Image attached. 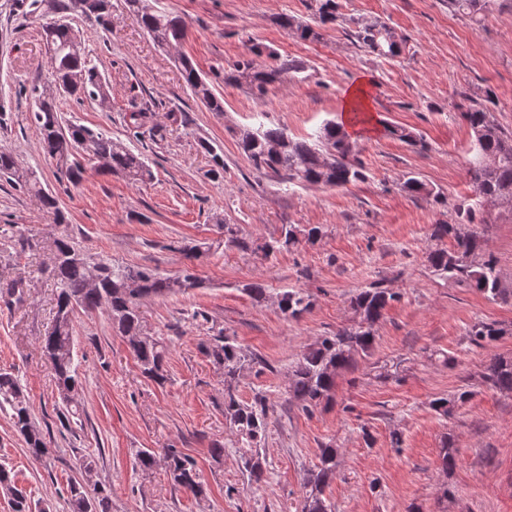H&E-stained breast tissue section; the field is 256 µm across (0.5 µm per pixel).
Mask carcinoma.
<instances>
[{
	"label": "carcinoma",
	"instance_id": "1",
	"mask_svg": "<svg viewBox=\"0 0 512 512\" xmlns=\"http://www.w3.org/2000/svg\"><path fill=\"white\" fill-rule=\"evenodd\" d=\"M494 0H448L453 10L480 22L491 10ZM110 0H20L25 13L37 14L48 8L64 18L80 15L87 21L105 27L110 23ZM126 7L136 22L162 48L177 46L187 38L186 21L173 12L159 10L154 0H125ZM306 8L310 20L281 14L274 22L280 28L304 42H319L323 31L340 18L339 0H309ZM353 36L364 50L378 57H395L402 51V41L381 21H355ZM42 39L53 46L50 66L56 81L69 85L64 93L78 101H92V96H110V90L97 64L85 53L78 31L61 26L57 19L42 25ZM251 56L242 58L224 71V82L247 86L259 100H265L270 87L284 81L285 75L303 72V66L293 61H279L275 52L253 44ZM268 53L272 63L259 68L253 56ZM182 77L192 95L213 112L224 111V99L217 96L210 83L201 76L192 60L182 55L176 60ZM40 98L31 109V120L40 136L43 153L55 161L60 182L73 186L84 179V162L104 161L100 169L124 177L134 185L153 179V171L141 153H136L123 142L112 139L108 133L83 124L62 126L56 97H47L32 87L31 98ZM472 134L469 175L478 205L460 204L452 224H434L429 234L426 261L432 273L453 279L473 288L492 301L504 300L512 292L501 287L500 272L495 256L487 248L484 233L470 229L483 224V203L494 199L512 204V131L505 129L488 108L474 102L461 112ZM127 129L138 136L147 133L153 141L165 138L167 127L186 124L185 113H166L167 123L157 121L156 112L149 107L127 112L123 116ZM388 134L410 146H423L412 131L389 124ZM240 152L251 167L266 175L283 179L293 185H325L345 188L363 182L366 169L356 157V143L349 138L343 126L326 122L316 138L296 140L280 127L241 128L233 131ZM200 147L211 156L208 175L224 178V159L212 146L200 142ZM0 175L7 177L20 190L34 194L54 226L68 223L58 198L43 190L30 168L20 167L11 152L0 149ZM401 190L411 197L438 198V193L414 176L401 183ZM224 234V245L243 252L260 254L266 258L290 252L303 243L313 244L324 235L323 226L309 224L281 225L278 236L270 240H253L241 235L236 224L216 219ZM453 240L448 247L446 240ZM17 252L27 253L40 248L37 234L24 228L15 235ZM57 288L56 311L50 328L40 337V349L54 371L64 410L60 422L79 417L76 397L81 390L74 366V314L76 310L92 311L104 308L112 321V332L123 338L133 354L144 377L158 384L166 381L165 360L168 345L165 339L151 333L144 321L142 301L148 298L184 294L192 288L203 287L190 268L175 275H163L155 269L131 265L110 258H94L85 253L70 234L62 231L54 239V249L47 267ZM26 281L16 277L0 282V302L11 309L26 301ZM398 292L375 284L357 290L349 300L356 316L353 323L344 325L329 336H322L308 345L288 370V400L304 413H311L321 404L333 400L337 376L351 369L359 359L372 355L376 341V326L387 307L398 300ZM280 313L286 319L298 320L314 305L311 294L301 288H287L275 295ZM503 328L496 321H480L467 332L469 342L485 348L497 341ZM203 353L224 374V420L233 436L232 447L239 450L240 459L250 480L259 482L263 476L260 449L267 433V396L255 392L249 402L239 398L240 377L254 365L265 366L258 355L238 345L236 338L219 330L202 343ZM481 382L490 389L512 393V357L495 355L481 374ZM473 391L465 386L448 396L434 398L430 408L439 417L446 418L467 404ZM0 410L9 415L11 426L22 439L32 458L41 462L47 454L46 437L35 422L20 381L12 373L0 371ZM340 449L333 443L318 448V464L310 470L303 483L302 512H334V505L326 498L325 490L336 477ZM457 465L454 437L445 434L440 440L438 467L451 473ZM136 466L149 471L156 466L164 468L172 486L201 497L206 488L195 463L175 448L141 450L136 455ZM0 491L10 495L13 512H32L26 495L12 484L10 473L0 467ZM68 502L71 512H110V495L106 489L74 482L70 486Z\"/></svg>",
	"mask_w": 512,
	"mask_h": 512
}]
</instances>
